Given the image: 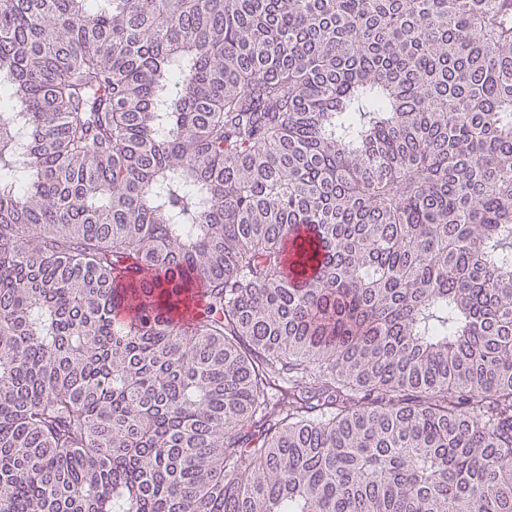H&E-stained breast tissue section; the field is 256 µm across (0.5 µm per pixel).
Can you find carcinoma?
Instances as JSON below:
<instances>
[{
  "instance_id": "cac0c4a2",
  "label": "carcinoma",
  "mask_w": 512,
  "mask_h": 512,
  "mask_svg": "<svg viewBox=\"0 0 512 512\" xmlns=\"http://www.w3.org/2000/svg\"><path fill=\"white\" fill-rule=\"evenodd\" d=\"M0 512H512V0H0Z\"/></svg>"
}]
</instances>
